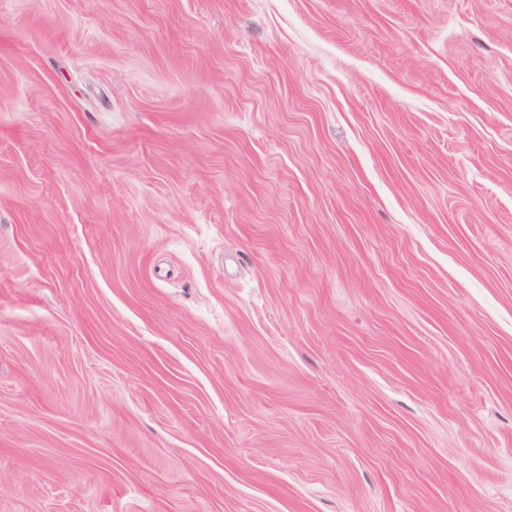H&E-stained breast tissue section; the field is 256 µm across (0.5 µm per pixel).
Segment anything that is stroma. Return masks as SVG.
<instances>
[{"mask_svg": "<svg viewBox=\"0 0 512 512\" xmlns=\"http://www.w3.org/2000/svg\"><path fill=\"white\" fill-rule=\"evenodd\" d=\"M0 512H512V0H0Z\"/></svg>", "mask_w": 512, "mask_h": 512, "instance_id": "35a3bbf8", "label": "stroma"}]
</instances>
